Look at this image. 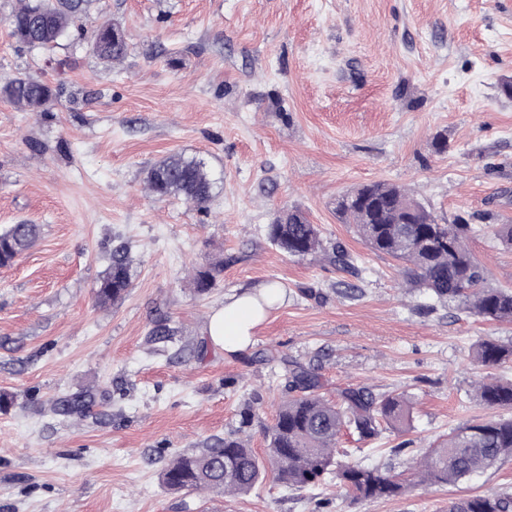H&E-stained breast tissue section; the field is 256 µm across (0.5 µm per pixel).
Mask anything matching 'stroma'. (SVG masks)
Returning <instances> with one entry per match:
<instances>
[{"mask_svg":"<svg viewBox=\"0 0 512 512\" xmlns=\"http://www.w3.org/2000/svg\"><path fill=\"white\" fill-rule=\"evenodd\" d=\"M17 5L0 0V85L24 74L58 97L45 112L0 97V228L42 227L0 267V392L14 398L0 411V512H446L512 491V459L365 501L332 483L188 495L160 477L176 454L241 429L264 450L285 379L262 351L317 364L331 398L352 385L411 396L408 432L341 435L356 462L400 472L457 426L512 416L473 392L511 378L512 362L470 358L479 340L512 339V322L433 303L336 214L341 195L386 180L440 223L512 224V0H94L90 21L120 25L128 42L112 65L82 42L20 43L6 23ZM175 152L213 168L206 208L146 190V169ZM290 208L347 251L351 271L267 240ZM121 242L132 284L102 306L95 288ZM468 246L491 286L512 288V247L489 232ZM219 257L223 273L198 296L189 270ZM271 280L281 297L252 343L214 347L211 313ZM161 317L174 336L159 347ZM86 388L100 393L86 418L51 412Z\"/></svg>","mask_w":512,"mask_h":512,"instance_id":"1","label":"stroma"}]
</instances>
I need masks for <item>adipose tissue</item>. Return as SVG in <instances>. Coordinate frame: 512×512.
I'll list each match as a JSON object with an SVG mask.
<instances>
[{"label": "adipose tissue", "mask_w": 512, "mask_h": 512, "mask_svg": "<svg viewBox=\"0 0 512 512\" xmlns=\"http://www.w3.org/2000/svg\"><path fill=\"white\" fill-rule=\"evenodd\" d=\"M264 317L256 291L246 290L231 296L223 308L212 314L208 335L215 346L235 353L248 347L256 326Z\"/></svg>", "instance_id": "ef3b65f1"}]
</instances>
